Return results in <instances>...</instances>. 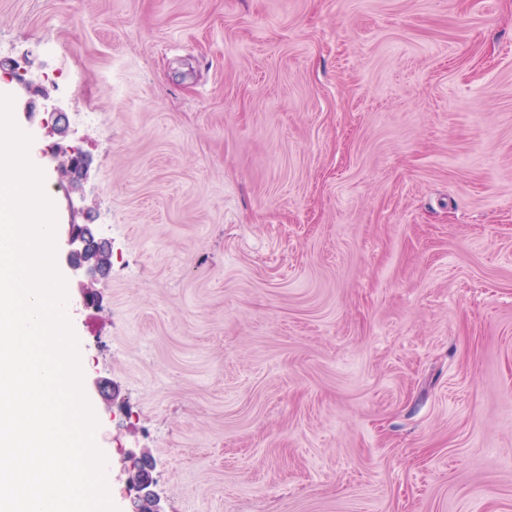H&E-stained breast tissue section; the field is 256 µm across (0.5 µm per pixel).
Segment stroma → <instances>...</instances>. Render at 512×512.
<instances>
[{"mask_svg":"<svg viewBox=\"0 0 512 512\" xmlns=\"http://www.w3.org/2000/svg\"><path fill=\"white\" fill-rule=\"evenodd\" d=\"M0 60L111 245L58 272L118 512L130 450L161 512H512V0H0Z\"/></svg>","mask_w":512,"mask_h":512,"instance_id":"35a3bbf8","label":"stroma"}]
</instances>
